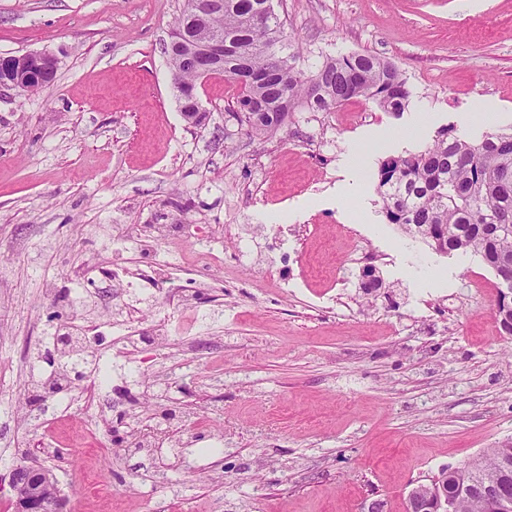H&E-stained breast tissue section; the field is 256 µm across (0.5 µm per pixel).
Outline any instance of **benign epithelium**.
<instances>
[{
    "instance_id": "benign-epithelium-1",
    "label": "benign epithelium",
    "mask_w": 512,
    "mask_h": 512,
    "mask_svg": "<svg viewBox=\"0 0 512 512\" xmlns=\"http://www.w3.org/2000/svg\"><path fill=\"white\" fill-rule=\"evenodd\" d=\"M224 7L223 0H194L189 19L180 29L169 33L167 49H186L197 69L199 81L220 75L218 66L224 58V34L216 33L201 43L190 38L188 29L204 19L211 7ZM57 60L48 52L33 51L21 56L0 55V88L32 93L52 85ZM512 465L502 457L500 470L484 473L467 483L466 494L495 505L499 512H512ZM14 492V512H64L65 503L57 498L50 470L44 466H18L10 475ZM454 471L445 470L409 491L408 512H455L461 492Z\"/></svg>"
}]
</instances>
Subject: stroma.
I'll list each match as a JSON object with an SVG mask.
<instances>
[{"label": "stroma", "instance_id": "obj_1", "mask_svg": "<svg viewBox=\"0 0 512 512\" xmlns=\"http://www.w3.org/2000/svg\"><path fill=\"white\" fill-rule=\"evenodd\" d=\"M183 5L0 0V52L58 61L40 92L0 89V504L11 470L41 463L67 512H365L376 498L406 512L415 481L512 442V336L494 272L388 223L376 175L440 128L481 139L492 126L461 121L476 106L512 128V0H284L306 64L369 52L411 96L400 113L362 98L301 109L269 134L238 125L222 77L200 91L206 124L183 118L164 52ZM158 224L248 253L203 270L174 249L191 308L145 288L103 299L102 270L149 266L137 242ZM89 318L91 356L38 396L29 366L60 360L58 337ZM159 329L161 351L147 343ZM134 330L126 384L112 339ZM100 380L126 401L91 443L75 422ZM145 428L156 447L133 446ZM84 470L109 496L83 493Z\"/></svg>", "mask_w": 512, "mask_h": 512}]
</instances>
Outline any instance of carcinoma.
<instances>
[{"label":"carcinoma","mask_w":512,"mask_h":512,"mask_svg":"<svg viewBox=\"0 0 512 512\" xmlns=\"http://www.w3.org/2000/svg\"><path fill=\"white\" fill-rule=\"evenodd\" d=\"M266 0H224L208 24L194 30L199 39L216 32L232 37L224 51V77L238 87L233 116L250 113L251 130L279 128L283 116L298 108L327 112L354 98L401 112L411 92L399 68L376 55L355 53L324 61L310 74L285 42L286 20L279 12L251 15ZM172 75L184 84L197 82L187 62L170 58ZM512 174V131H496L475 141L454 128L437 132L423 151L385 160L378 171V193L385 218L429 247L443 241L444 253L471 252L496 276L504 277L502 259L512 257V192L489 181L494 172Z\"/></svg>","instance_id":"1"}]
</instances>
